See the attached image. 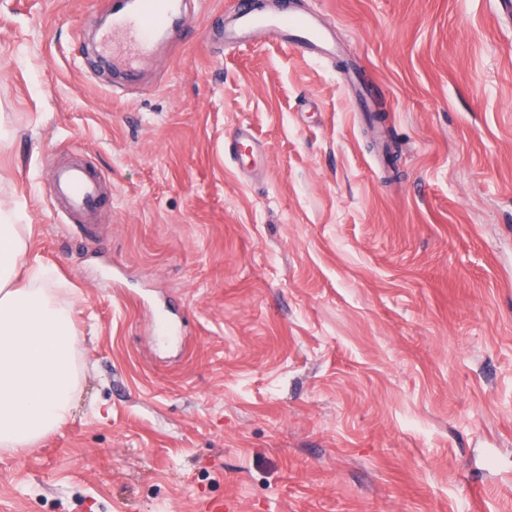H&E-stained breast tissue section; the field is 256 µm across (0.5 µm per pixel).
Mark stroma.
Instances as JSON below:
<instances>
[{
    "mask_svg": "<svg viewBox=\"0 0 512 512\" xmlns=\"http://www.w3.org/2000/svg\"><path fill=\"white\" fill-rule=\"evenodd\" d=\"M282 2L335 56L225 50L230 0H191L130 85L83 54L101 0H0V210L71 290L80 376L0 451V512H512V22ZM80 156L112 183L86 233L50 193Z\"/></svg>",
    "mask_w": 512,
    "mask_h": 512,
    "instance_id": "35a3bbf8",
    "label": "stroma"
}]
</instances>
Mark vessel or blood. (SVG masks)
Wrapping results in <instances>:
<instances>
[{
    "instance_id": "b4317fda",
    "label": "vessel or blood",
    "mask_w": 512,
    "mask_h": 512,
    "mask_svg": "<svg viewBox=\"0 0 512 512\" xmlns=\"http://www.w3.org/2000/svg\"><path fill=\"white\" fill-rule=\"evenodd\" d=\"M181 7L180 0H110V25L101 31L97 53L112 65L135 70L140 58L151 51L157 35ZM289 45L306 57L334 55L330 28L323 20L286 11L283 7L262 10L233 5L223 27L224 44L236 50L258 36ZM53 195L66 219L93 223L112 200L105 175L91 164L74 161L57 167Z\"/></svg>"
}]
</instances>
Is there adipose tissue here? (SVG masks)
Masks as SVG:
<instances>
[{
    "instance_id": "1",
    "label": "adipose tissue",
    "mask_w": 512,
    "mask_h": 512,
    "mask_svg": "<svg viewBox=\"0 0 512 512\" xmlns=\"http://www.w3.org/2000/svg\"><path fill=\"white\" fill-rule=\"evenodd\" d=\"M78 387L64 286L30 258L25 225L0 213V450L36 447L65 424Z\"/></svg>"
}]
</instances>
